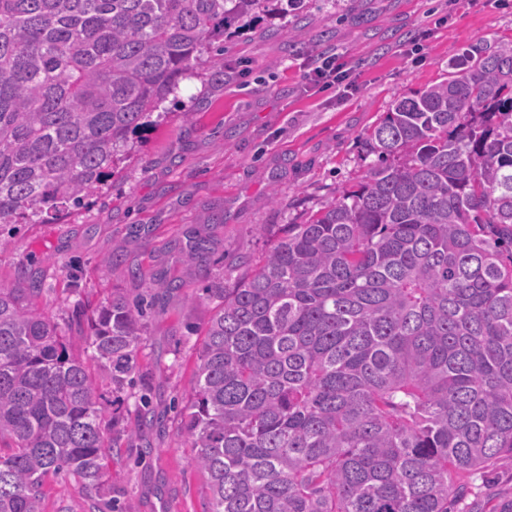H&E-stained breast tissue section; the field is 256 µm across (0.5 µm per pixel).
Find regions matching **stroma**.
I'll return each mask as SVG.
<instances>
[{
  "instance_id": "35a3bbf8",
  "label": "stroma",
  "mask_w": 512,
  "mask_h": 512,
  "mask_svg": "<svg viewBox=\"0 0 512 512\" xmlns=\"http://www.w3.org/2000/svg\"><path fill=\"white\" fill-rule=\"evenodd\" d=\"M423 31L421 53L409 34ZM512 39V0H303L281 17L260 15L224 35V75L198 67L180 84L176 113L140 133L134 156L111 188L46 224H20L0 247V286L22 269L43 280L37 308L52 315L73 349L85 346L71 321L121 294H144L163 272L182 282L160 295L144 320L145 349L129 391L149 392L153 422L122 443L112 497L133 512H207V477L180 431L204 328V287L232 285L269 244L265 224H299L370 162L360 140L392 102L448 76V62L477 40ZM350 67L349 90L306 75L318 54ZM193 113L182 121V113ZM223 213V223L212 221ZM210 235L213 252L187 267L189 236ZM451 512H500L512 502V458L466 479ZM74 479L43 487V512H89Z\"/></svg>"
}]
</instances>
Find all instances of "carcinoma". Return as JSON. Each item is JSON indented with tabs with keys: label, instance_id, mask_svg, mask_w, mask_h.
<instances>
[{
	"label": "carcinoma",
	"instance_id": "1",
	"mask_svg": "<svg viewBox=\"0 0 512 512\" xmlns=\"http://www.w3.org/2000/svg\"><path fill=\"white\" fill-rule=\"evenodd\" d=\"M266 0H0V228L99 195L160 103ZM375 156L214 304L181 428L208 512H450L461 477L512 458V41L396 100ZM213 241L190 236L188 266ZM41 281L0 287V512H42L70 475L92 508L107 453L151 422L108 417ZM148 296L87 320L112 391L134 383Z\"/></svg>",
	"mask_w": 512,
	"mask_h": 512
}]
</instances>
